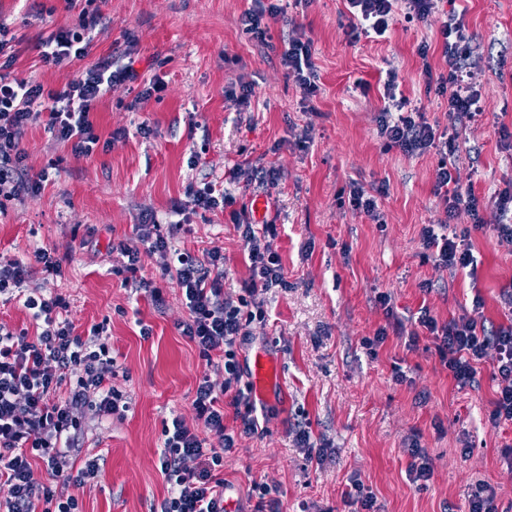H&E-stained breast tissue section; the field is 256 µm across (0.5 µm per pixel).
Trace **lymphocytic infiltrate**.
<instances>
[{
	"label": "lymphocytic infiltrate",
	"mask_w": 512,
	"mask_h": 512,
	"mask_svg": "<svg viewBox=\"0 0 512 512\" xmlns=\"http://www.w3.org/2000/svg\"><path fill=\"white\" fill-rule=\"evenodd\" d=\"M438 2L347 0L350 39L356 42L384 36L399 10L406 22L427 21L437 12ZM98 22L94 16L82 21L79 28H64L42 40V63L63 68L85 57ZM440 35L448 56L447 131H438L425 112L410 107L408 99L398 95L399 74L392 69L384 83L386 104L378 116V135L386 148L407 155L434 152L438 157L435 188L442 191L447 212L464 208L475 215L479 212L478 197L473 190L455 186L451 171L457 127L476 117L472 110L475 93L461 83L472 56V38L463 16L455 13L443 21ZM131 55L127 49L122 59L103 58L59 89L0 73V196L38 194L52 177L46 169L33 176L24 170L21 142L32 125L42 124L55 139L70 143L74 152L88 156L96 150L100 137L90 114L112 86L137 81L138 74L128 62ZM281 62L304 90H314L315 64L309 42L297 35L289 36ZM185 195L187 200L177 203L176 214L189 209H230L250 269L240 295L232 299L224 293V254L220 249H210L199 258L173 248V231L156 223L136 225L134 237L113 244L112 250L121 262L113 266L112 272L137 281L156 299L159 289L152 281L137 276L141 255H170L188 312L181 333L195 344L208 370L218 364L224 369V388L220 391L215 389L208 371L201 374L192 402L195 426L173 418L164 430L161 452V470L170 485L161 512H224L225 484L216 473L223 469L226 454L235 449L237 434L263 432L266 418L245 380L247 366L242 356L251 324L265 319L257 295L287 287L288 282L281 258L273 248L275 225L256 226L247 210H234V196L214 183L189 184ZM420 237L424 248L432 251L436 266L451 271L474 266L467 235L440 234L434 225L426 224ZM63 264L62 258L44 247L34 250L32 262L0 263V296L22 300L37 325L33 336L0 327V484L7 488L0 512H80L76 498L57 497L52 486L33 482L31 461L41 460L51 476L65 477L77 485L95 477L99 463L94 458L86 460L77 472L66 469L68 461L81 451L82 422L89 413L102 417L124 410L122 393L109 384L115 370L106 324L93 325L88 336H81L67 316L69 303L65 297H35L24 292L23 285L34 269L57 277L63 272ZM376 303L392 324L366 339V346L379 347L392 333L405 336L411 350L421 339H429L442 365L461 388L473 386L478 365L494 358L498 385L488 420L495 426L512 420V327L487 330L480 313L481 297H474L472 311L445 322L438 321L428 308H420L417 326L410 331L396 319L390 293H378ZM70 375L76 381L69 385L65 379ZM93 388L99 391L95 400L89 396ZM228 406L233 407L234 418L240 423L239 433L228 432L224 425V409ZM209 433L217 436L216 446H207L205 436Z\"/></svg>",
	"instance_id": "1"
}]
</instances>
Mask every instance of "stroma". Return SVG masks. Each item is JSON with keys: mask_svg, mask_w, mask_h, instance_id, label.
Instances as JSON below:
<instances>
[{"mask_svg": "<svg viewBox=\"0 0 512 512\" xmlns=\"http://www.w3.org/2000/svg\"><path fill=\"white\" fill-rule=\"evenodd\" d=\"M249 0H0V24L14 38L10 71L47 88H59L82 70L134 44L142 81L161 78L160 99L131 109L133 92L117 85L99 102L94 119L102 137L115 130L107 151L86 157L55 140L42 125L28 130L21 148L28 175L50 164L58 174L39 194L0 197V262L27 260L39 247L71 256L62 275L36 271L28 292L59 293L79 334L108 325V344L129 409L124 417L87 416L82 457H98L100 473L74 485L51 478L41 461L32 479L52 484L58 497H77L83 512H160L168 485L160 470L163 430L173 417L194 425L192 399L204 369L195 345L182 336L187 317L165 255L142 257L141 274L165 297L156 309L147 294L123 286L107 255L114 241L132 236L142 218L166 221L189 183L214 181L235 192L236 203L263 204L275 224L286 288L266 296L267 317L251 326L247 359L265 353L281 366L282 398L267 402V431L239 437L224 461L237 512H252V482L267 484L279 512H357L344 498L353 486L375 500L377 512H468L476 481L496 491L499 512H512V421L488 420L497 389L492 361L477 368L476 384L457 387L434 350H410L389 337L377 353L364 341L386 323L375 305L390 292L400 317L428 307L447 321L483 299L487 326L512 325L502 294L512 291V245L500 243L488 202L512 190V0H443L427 21L397 20L385 38L351 42L345 0H305L268 19V44L239 23ZM460 11L473 36V81L480 107L458 129L457 175L483 202L485 224L475 229L467 210L446 216L434 193L437 159L386 149L377 133L388 70L400 91L430 122L448 127V98L427 89L423 62L444 74L439 28L446 12ZM100 16L87 56L66 68L45 66L39 43L77 27L82 13ZM309 39L317 90L304 96L281 63L289 32ZM428 42V59L416 49ZM363 82L365 90L355 89ZM252 88L249 105L227 97L228 87ZM151 133L142 136L140 125ZM311 140L299 147L297 136ZM274 165V192L233 179L243 161ZM376 195L381 222L354 210L351 184ZM448 218L468 233L478 259L475 277L436 267L420 245L423 225ZM195 255L224 253V292L235 298L248 278L243 243L228 212L191 215L173 240ZM432 282L424 291L423 282ZM149 335H142V328ZM406 382H397L395 371ZM302 424L323 459L308 456L292 428ZM418 440L432 460L427 489L407 477L405 451Z\"/></svg>", "mask_w": 512, "mask_h": 512, "instance_id": "35a3bbf8", "label": "stroma"}]
</instances>
